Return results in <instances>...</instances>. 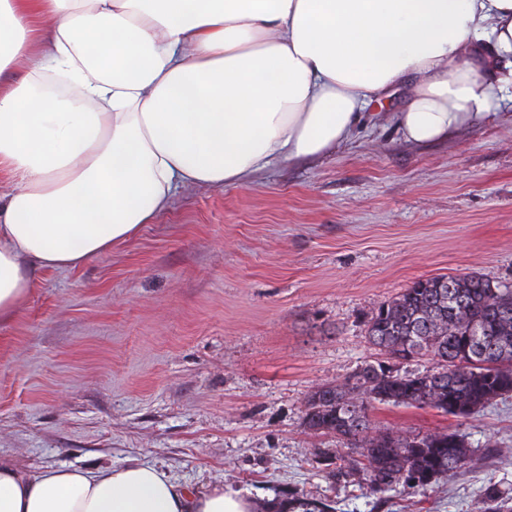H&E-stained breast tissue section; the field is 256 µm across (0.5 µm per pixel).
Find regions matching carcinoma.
Returning <instances> with one entry per match:
<instances>
[{
	"mask_svg": "<svg viewBox=\"0 0 512 512\" xmlns=\"http://www.w3.org/2000/svg\"><path fill=\"white\" fill-rule=\"evenodd\" d=\"M366 337L394 363H367L345 383L318 386L306 399L304 427L355 449L327 476L372 494L398 487L413 494L482 465V456L458 429L382 431L368 410L376 402L391 403L462 421L512 394V286L474 273L419 279L372 312ZM418 355L431 357L436 367L410 372L397 366ZM487 361L500 367L483 366ZM280 504L273 501L264 512H330L329 505L298 491L288 493V508ZM476 510L512 512V492L491 482Z\"/></svg>",
	"mask_w": 512,
	"mask_h": 512,
	"instance_id": "obj_1",
	"label": "carcinoma"
}]
</instances>
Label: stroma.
<instances>
[{"label":"stroma","mask_w":512,"mask_h":512,"mask_svg":"<svg viewBox=\"0 0 512 512\" xmlns=\"http://www.w3.org/2000/svg\"><path fill=\"white\" fill-rule=\"evenodd\" d=\"M411 82L353 139L248 184L179 192L133 240L34 274L0 324V460L31 471L152 463L257 504L301 491L334 512H473L512 489V396L465 421L373 404L381 429H462L485 466L376 506L327 473L346 449L302 425L308 393L378 356L365 322L420 278L512 285V105L418 144L398 130ZM477 512H512V492L489 482L477 500Z\"/></svg>","instance_id":"obj_1"}]
</instances>
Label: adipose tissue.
<instances>
[{
	"mask_svg": "<svg viewBox=\"0 0 512 512\" xmlns=\"http://www.w3.org/2000/svg\"><path fill=\"white\" fill-rule=\"evenodd\" d=\"M0 323L34 269L81 266L188 186H237L349 142L407 78L425 144L501 106L512 0H0ZM161 467L0 463V512H254Z\"/></svg>",
	"mask_w": 512,
	"mask_h": 512,
	"instance_id": "ef3b65f1",
	"label": "adipose tissue"
}]
</instances>
